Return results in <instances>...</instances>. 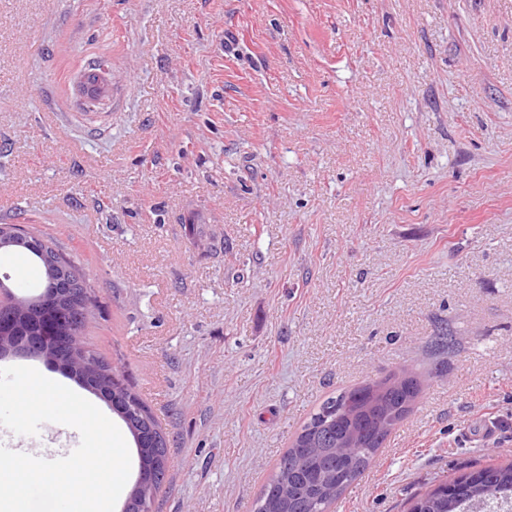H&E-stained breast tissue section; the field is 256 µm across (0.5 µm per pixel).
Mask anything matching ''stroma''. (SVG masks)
<instances>
[{"mask_svg":"<svg viewBox=\"0 0 512 512\" xmlns=\"http://www.w3.org/2000/svg\"><path fill=\"white\" fill-rule=\"evenodd\" d=\"M0 224L91 279L82 340L167 436L154 512H251L325 399L402 372L332 512L512 462V0H0Z\"/></svg>","mask_w":512,"mask_h":512,"instance_id":"35a3bbf8","label":"stroma"}]
</instances>
